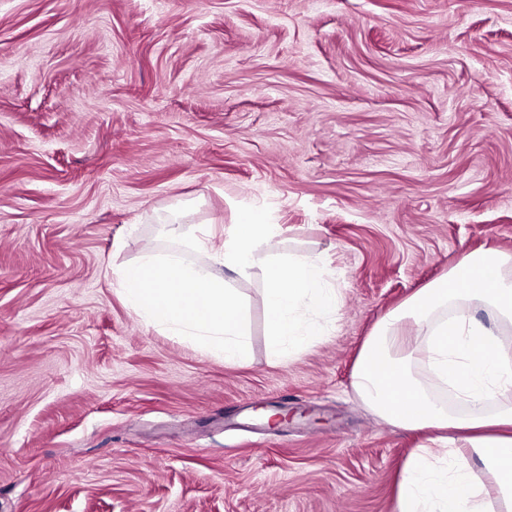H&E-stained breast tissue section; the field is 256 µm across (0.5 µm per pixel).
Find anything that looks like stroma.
<instances>
[{
	"instance_id": "stroma-1",
	"label": "stroma",
	"mask_w": 512,
	"mask_h": 512,
	"mask_svg": "<svg viewBox=\"0 0 512 512\" xmlns=\"http://www.w3.org/2000/svg\"><path fill=\"white\" fill-rule=\"evenodd\" d=\"M252 211L327 261V335L272 356L223 276L224 363L123 303L173 226ZM512 252V0H0V512H396L427 442L358 399L362 344Z\"/></svg>"
}]
</instances>
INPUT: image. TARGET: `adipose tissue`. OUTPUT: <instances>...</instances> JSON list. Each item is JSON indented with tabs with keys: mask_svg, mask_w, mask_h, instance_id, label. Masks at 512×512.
<instances>
[{
	"mask_svg": "<svg viewBox=\"0 0 512 512\" xmlns=\"http://www.w3.org/2000/svg\"><path fill=\"white\" fill-rule=\"evenodd\" d=\"M280 228L252 213L235 224H209L186 240L210 252L205 266L145 251L115 271L125 305L160 331L186 337L228 363L246 362L249 327L242 295L220 275L261 272L267 335L287 359L323 336V318L341 303L332 273L317 255L276 257ZM493 320L485 325L478 312ZM512 254L474 252L390 311L365 341L353 386L360 401L393 426L430 433L403 465L398 512H495L484 492L497 485L512 512ZM420 354L430 376L449 388L466 413L452 412L415 375ZM495 410H488L489 399Z\"/></svg>",
	"mask_w": 512,
	"mask_h": 512,
	"instance_id": "ef3b65f1",
	"label": "adipose tissue"
}]
</instances>
